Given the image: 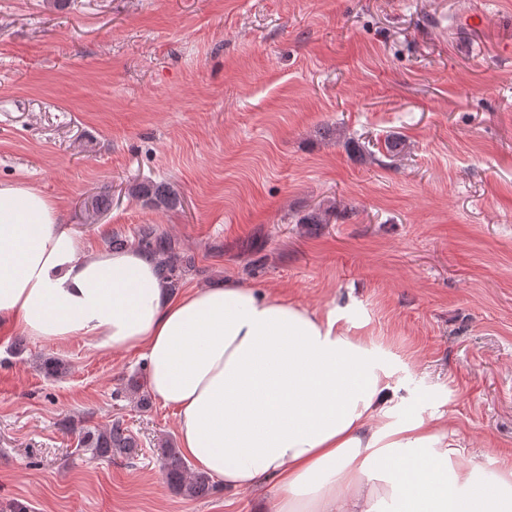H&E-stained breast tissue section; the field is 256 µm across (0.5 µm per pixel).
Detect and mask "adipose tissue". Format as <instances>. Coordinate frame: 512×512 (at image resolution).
I'll return each instance as SVG.
<instances>
[{
	"mask_svg": "<svg viewBox=\"0 0 512 512\" xmlns=\"http://www.w3.org/2000/svg\"><path fill=\"white\" fill-rule=\"evenodd\" d=\"M145 359L184 452L225 488L271 480L267 512H512V469L450 467L440 417L396 418L383 352L339 308L228 280L171 293L139 250H84L54 200L0 183V327Z\"/></svg>",
	"mask_w": 512,
	"mask_h": 512,
	"instance_id": "adipose-tissue-1",
	"label": "adipose tissue"
}]
</instances>
